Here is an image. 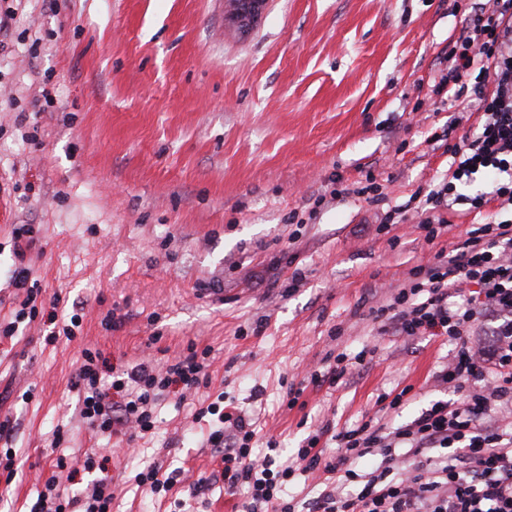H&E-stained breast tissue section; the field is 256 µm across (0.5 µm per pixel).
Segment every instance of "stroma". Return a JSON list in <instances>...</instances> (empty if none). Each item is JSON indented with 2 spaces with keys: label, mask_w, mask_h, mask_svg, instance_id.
<instances>
[{
  "label": "stroma",
  "mask_w": 512,
  "mask_h": 512,
  "mask_svg": "<svg viewBox=\"0 0 512 512\" xmlns=\"http://www.w3.org/2000/svg\"><path fill=\"white\" fill-rule=\"evenodd\" d=\"M472 2L269 0L243 35L224 0H0L17 8L0 30V319L17 306V224L35 228L33 278L59 314L83 316L71 342L45 343L38 318L0 340L18 466L0 476V512H25L49 476L56 425L73 457L101 451L71 388L86 347L119 368L160 348L210 351L207 386L170 395L137 454L110 457L112 512H239L244 486L191 494L220 463L193 419L216 398L254 422V455L273 440L281 462L323 425L374 416L381 393L405 391L402 423L450 398L432 379L446 339L380 335L369 309L472 221L455 206L431 244L411 219L378 229L448 178L442 134L458 112L432 89ZM45 88L32 143L15 119ZM371 177L376 204L354 193ZM337 185L352 195L315 208ZM110 312L120 327L106 328ZM367 346L374 358L337 386L306 384L326 356ZM292 383L305 386L293 405ZM150 465L181 472L159 502L134 480Z\"/></svg>",
  "instance_id": "35a3bbf8"
}]
</instances>
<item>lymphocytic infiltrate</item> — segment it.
<instances>
[{"instance_id": "obj_1", "label": "lymphocytic infiltrate", "mask_w": 512, "mask_h": 512, "mask_svg": "<svg viewBox=\"0 0 512 512\" xmlns=\"http://www.w3.org/2000/svg\"><path fill=\"white\" fill-rule=\"evenodd\" d=\"M435 88L449 102L469 97L481 119L477 131L450 144L453 170L448 181L427 191L419 230L434 241L447 220L444 209L467 206L475 223L462 241L435 253L432 262L409 271L407 284L373 308L381 334L444 336L453 346L433 374L454 396L432 403L409 423L393 427L384 413L399 411L402 395H379L380 413L336 433V453L326 456L320 434L308 435L291 463L268 455L257 459L250 419L236 407L213 402L198 417L215 418L208 435L222 449L217 476L234 487L247 485L242 512H293L278 492L296 473L323 472L326 488L308 499V512H512V0H477L465 15L448 50V67ZM490 176L489 189L475 196L462 186ZM496 204L504 218L489 220L483 209ZM34 227L12 231L13 285L24 297L13 320L0 321V337L14 338L24 319L38 312L40 289L29 286L27 252ZM462 299L450 305L451 296ZM100 353L84 350L72 383L81 417L104 437L156 424V407L171 391L188 392L207 383V361L196 348L157 366L148 358L105 376ZM65 426H56L51 475L29 512H112L108 478L94 480L83 496L65 494L60 475L70 460L59 451ZM373 457L376 467L360 461Z\"/></svg>"}]
</instances>
